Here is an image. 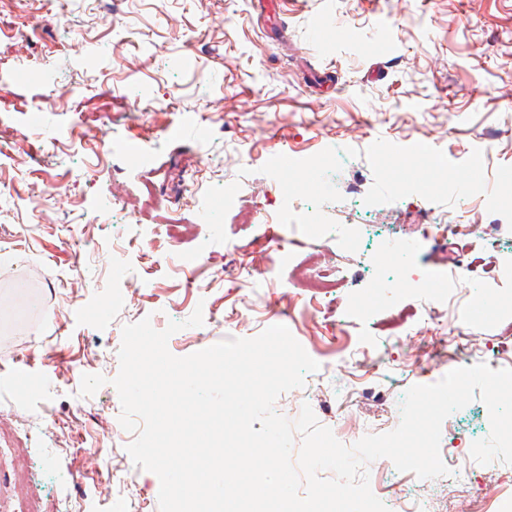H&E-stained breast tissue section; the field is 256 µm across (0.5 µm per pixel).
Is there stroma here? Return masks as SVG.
I'll list each match as a JSON object with an SVG mask.
<instances>
[{
	"mask_svg": "<svg viewBox=\"0 0 512 512\" xmlns=\"http://www.w3.org/2000/svg\"><path fill=\"white\" fill-rule=\"evenodd\" d=\"M116 10L0 0V512H159L112 384L122 329L145 318L162 330L202 309L170 337L177 357L286 326L319 368L275 411L310 405L347 446L394 430L412 386L512 369V0ZM184 115L195 132L174 137ZM429 222L465 225L463 249L422 236ZM390 239L413 246L390 255ZM315 252L336 274L325 295L298 282ZM392 274L390 300L377 284ZM475 307L481 326L458 344ZM29 352L28 385H8ZM86 374L106 379L95 395ZM489 433L474 398L442 425L441 450L462 449L448 474L380 458L372 493L389 512H512V465L470 454Z\"/></svg>",
	"mask_w": 512,
	"mask_h": 512,
	"instance_id": "1",
	"label": "stroma"
}]
</instances>
